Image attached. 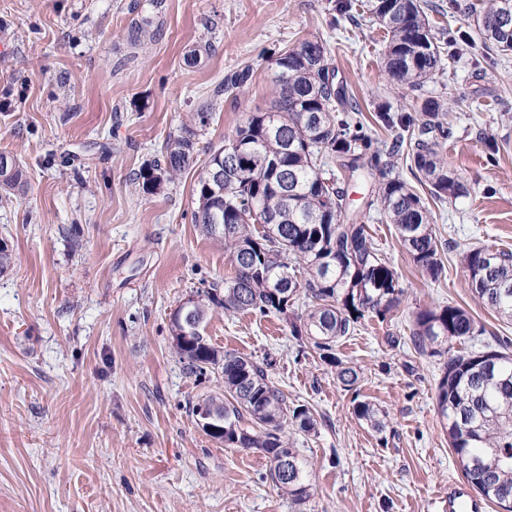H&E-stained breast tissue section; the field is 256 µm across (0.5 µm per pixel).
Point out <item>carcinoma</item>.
<instances>
[{"instance_id":"cac0c4a2","label":"carcinoma","mask_w":512,"mask_h":512,"mask_svg":"<svg viewBox=\"0 0 512 512\" xmlns=\"http://www.w3.org/2000/svg\"><path fill=\"white\" fill-rule=\"evenodd\" d=\"M363 6L386 30L383 63L396 83L417 88L440 71L445 48L457 39L434 42L421 0H364ZM485 53H512V0H482L473 11ZM272 100L236 127L227 144L238 150L236 167L225 170L224 147L211 151L199 170L193 223L224 241L234 277L195 293V322L170 321L179 361L201 384L220 381L217 390L188 402L195 418L206 406L217 417L205 431L226 448H256L268 459L262 479L283 497L301 505L312 483L289 443L288 429L317 431L314 409L288 401L269 373L271 363L218 350L204 335L211 313L270 314L288 318L293 338L309 342L321 360L336 368L344 387L358 386L361 371L336 354V343L362 320L385 319L399 304L403 289L394 270L377 256L366 225L350 219L345 194L333 167L374 180L381 220L395 227L414 264L433 279L443 266L432 211L398 172L401 160L413 177L425 181L433 199L465 197L461 176L448 168L438 147L451 134L444 103L426 98L417 117L390 109L376 120L391 133L380 142L349 113L344 89L328 80L332 67L319 37L306 38L274 59ZM249 69L224 79L237 93ZM410 132L404 138L397 130ZM195 132L186 127L168 139L162 158L139 172L138 186L153 193L194 165ZM224 170V182L211 184L206 169ZM25 170L15 162L0 174V190L24 186ZM469 288L488 309L512 320V251L476 247L463 252ZM474 319L459 306L423 309L414 315L411 341L424 352L448 353L453 343L476 335ZM437 412L465 479L485 500L512 512V354L481 349L452 355L444 364L436 393ZM357 419L381 432L386 412L369 401H354ZM288 459V477L279 463Z\"/></svg>"}]
</instances>
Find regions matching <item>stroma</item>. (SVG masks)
<instances>
[{
  "mask_svg": "<svg viewBox=\"0 0 512 512\" xmlns=\"http://www.w3.org/2000/svg\"><path fill=\"white\" fill-rule=\"evenodd\" d=\"M337 0H0V152L26 168L0 199V512H445L463 482L436 413L445 356L410 341L415 313L455 305L479 333L452 353L512 352V321L487 309L460 262L471 246L512 251V54L461 52L417 90L383 68V28ZM476 0H423L434 35L474 32ZM326 44L337 81L376 139L379 106L415 113L454 101L443 156L470 195L428 200L444 269L431 279L393 225L371 217L369 182L339 177L348 212L366 220L379 258L404 290L385 321L362 320L336 347L361 367L357 392L282 317L215 312L211 343L260 360L289 398L313 408L317 433L293 446L314 486L302 505L263 482L265 456L227 448L197 427L194 384L172 348L174 309L230 279L222 241L193 223L196 170L144 194L139 171L192 112L212 102L196 136L199 161L249 113L271 103L274 52L307 37ZM195 63H187L190 54ZM249 69L244 96L214 97ZM387 411L377 434L354 399Z\"/></svg>",
  "mask_w": 512,
  "mask_h": 512,
  "instance_id": "35a3bbf8",
  "label": "stroma"
}]
</instances>
